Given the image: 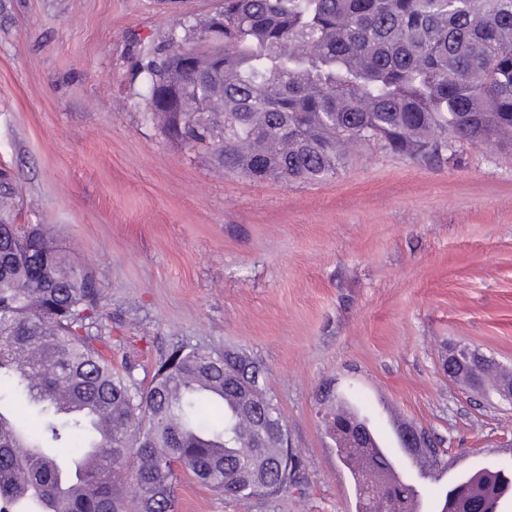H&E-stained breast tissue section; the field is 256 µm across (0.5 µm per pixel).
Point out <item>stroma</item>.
<instances>
[{"instance_id": "obj_1", "label": "stroma", "mask_w": 512, "mask_h": 512, "mask_svg": "<svg viewBox=\"0 0 512 512\" xmlns=\"http://www.w3.org/2000/svg\"><path fill=\"white\" fill-rule=\"evenodd\" d=\"M221 0H0V223L37 224L87 265L94 335L148 385L173 346L260 363L298 490L227 498L180 477V512H355L319 414L359 404L383 444L423 428L457 470L512 465V408L449 380V349L512 367V146L460 166L353 148L331 180L217 168L147 111L141 45L202 28Z\"/></svg>"}]
</instances>
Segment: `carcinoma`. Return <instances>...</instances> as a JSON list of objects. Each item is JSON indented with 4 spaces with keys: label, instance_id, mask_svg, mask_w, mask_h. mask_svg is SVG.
<instances>
[{
    "label": "carcinoma",
    "instance_id": "carcinoma-1",
    "mask_svg": "<svg viewBox=\"0 0 512 512\" xmlns=\"http://www.w3.org/2000/svg\"><path fill=\"white\" fill-rule=\"evenodd\" d=\"M181 43L198 52L199 81L180 59L146 47L136 72L153 84L171 136L205 148L224 172L285 185L327 181L349 148L372 146L430 164L512 134V0H223ZM224 46V56L213 54ZM224 124L209 127L211 113ZM89 267L39 228L0 224V512H177L182 471L232 498L273 500L299 486L266 372L248 356L172 348L141 387L112 367L90 329L106 319ZM87 406H62L63 392ZM43 419L35 433L12 399ZM330 414L360 420L327 394ZM264 407L260 427L250 415ZM356 491L369 498L350 449L332 437ZM101 455L79 476L70 463ZM372 457L396 478L381 443ZM465 482L466 495L486 480Z\"/></svg>",
    "mask_w": 512,
    "mask_h": 512
}]
</instances>
